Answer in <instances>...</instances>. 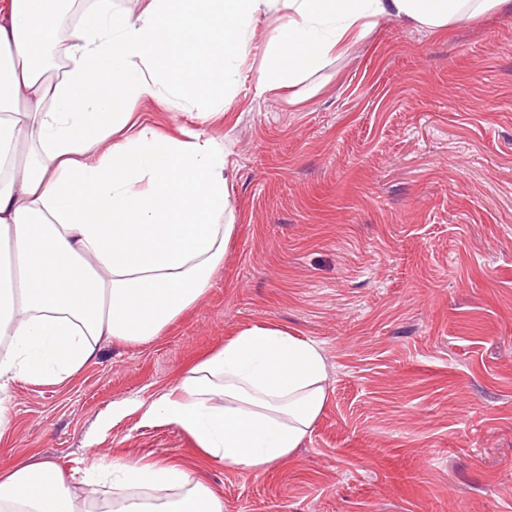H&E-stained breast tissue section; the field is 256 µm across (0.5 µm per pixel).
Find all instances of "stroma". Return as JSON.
<instances>
[{
    "label": "stroma",
    "instance_id": "stroma-1",
    "mask_svg": "<svg viewBox=\"0 0 512 512\" xmlns=\"http://www.w3.org/2000/svg\"><path fill=\"white\" fill-rule=\"evenodd\" d=\"M276 26L257 17L208 127L236 222L209 292L72 381L15 383L0 467L57 463L82 512L110 510L111 483L84 481L102 450L202 468L224 512H512V13L378 19L293 100L256 89ZM265 323L327 363L326 406L288 461L204 463L177 426L113 413Z\"/></svg>",
    "mask_w": 512,
    "mask_h": 512
}]
</instances>
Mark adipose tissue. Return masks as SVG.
I'll use <instances>...</instances> for the list:
<instances>
[{"label": "adipose tissue", "mask_w": 512, "mask_h": 512, "mask_svg": "<svg viewBox=\"0 0 512 512\" xmlns=\"http://www.w3.org/2000/svg\"><path fill=\"white\" fill-rule=\"evenodd\" d=\"M91 0L51 76L59 0H0V430L15 382L59 384L103 342L145 345L208 292L235 231L223 138L205 126L232 99L253 22L284 13L258 90L291 89L377 18L438 30L512 0ZM191 115L162 131L143 98ZM319 347L268 325L241 329L175 385L138 403L201 454L264 473L288 461L327 399ZM113 512H224V500L167 462L94 455ZM0 512H79L53 462L0 469Z\"/></svg>", "instance_id": "adipose-tissue-1"}]
</instances>
